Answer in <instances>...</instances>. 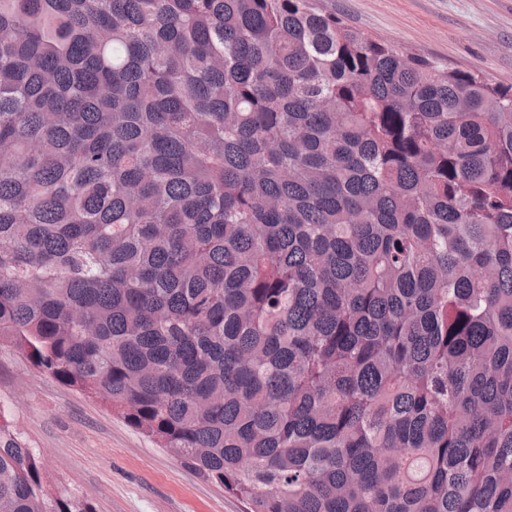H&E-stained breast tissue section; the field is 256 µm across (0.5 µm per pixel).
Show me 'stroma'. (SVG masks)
<instances>
[{"mask_svg":"<svg viewBox=\"0 0 512 512\" xmlns=\"http://www.w3.org/2000/svg\"><path fill=\"white\" fill-rule=\"evenodd\" d=\"M366 36L512 85V0H315ZM0 408L60 489L96 512H247L105 406L0 348Z\"/></svg>","mask_w":512,"mask_h":512,"instance_id":"obj_1","label":"stroma"}]
</instances>
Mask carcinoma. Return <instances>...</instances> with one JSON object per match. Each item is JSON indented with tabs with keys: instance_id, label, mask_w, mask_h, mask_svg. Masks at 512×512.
Returning a JSON list of instances; mask_svg holds the SVG:
<instances>
[{
	"instance_id": "1",
	"label": "carcinoma",
	"mask_w": 512,
	"mask_h": 512,
	"mask_svg": "<svg viewBox=\"0 0 512 512\" xmlns=\"http://www.w3.org/2000/svg\"><path fill=\"white\" fill-rule=\"evenodd\" d=\"M249 512H512V85L313 0H0V346ZM0 512H94L0 413Z\"/></svg>"
}]
</instances>
